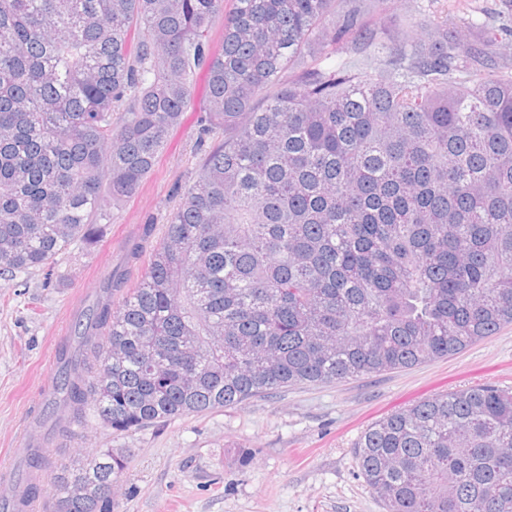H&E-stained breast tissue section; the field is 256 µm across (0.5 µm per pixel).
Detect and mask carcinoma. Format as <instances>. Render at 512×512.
<instances>
[{"label":"carcinoma","mask_w":512,"mask_h":512,"mask_svg":"<svg viewBox=\"0 0 512 512\" xmlns=\"http://www.w3.org/2000/svg\"><path fill=\"white\" fill-rule=\"evenodd\" d=\"M386 2L0 0V276L96 239L208 75L165 237L59 349L58 432L406 368L512 325V57L484 70L496 33L446 19L388 49L366 23ZM355 454L386 512H512V391L419 403ZM124 468L107 449L58 476L55 512H112Z\"/></svg>","instance_id":"cac0c4a2"}]
</instances>
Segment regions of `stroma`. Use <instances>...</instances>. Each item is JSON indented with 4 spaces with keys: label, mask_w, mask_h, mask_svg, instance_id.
I'll return each instance as SVG.
<instances>
[{
    "label": "stroma",
    "mask_w": 512,
    "mask_h": 512,
    "mask_svg": "<svg viewBox=\"0 0 512 512\" xmlns=\"http://www.w3.org/2000/svg\"><path fill=\"white\" fill-rule=\"evenodd\" d=\"M473 20L500 31L495 54L512 55V0H389L369 23L390 39L404 19ZM206 73L195 78L203 100ZM190 106L169 133L151 175L114 206L101 241L72 243L51 271L0 277V471L10 469L33 434V418L56 374L70 334L72 304L89 300L110 273L134 287L142 265H127L128 246L152 225L162 241L203 157L199 108ZM480 384L512 388V325L461 352L409 368L334 383L299 384L232 408L178 417L164 427L116 432L97 419L70 436L46 440L50 460L32 512H48L61 470L112 449L127 467L112 492V512H385L359 474L353 447L378 420L422 401Z\"/></svg>",
    "instance_id": "obj_1"
}]
</instances>
